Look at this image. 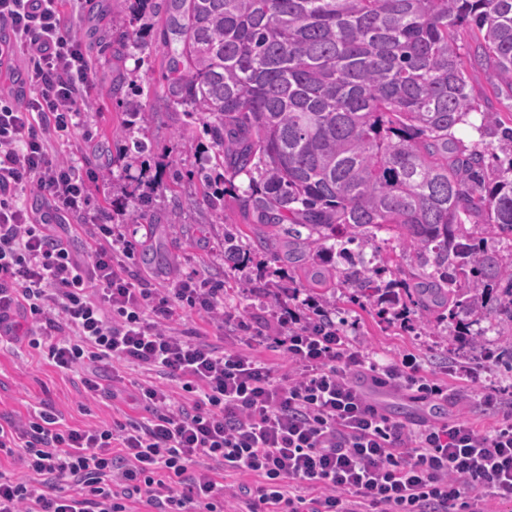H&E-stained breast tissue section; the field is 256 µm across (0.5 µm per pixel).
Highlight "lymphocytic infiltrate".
<instances>
[{"label": "lymphocytic infiltrate", "mask_w": 512, "mask_h": 512, "mask_svg": "<svg viewBox=\"0 0 512 512\" xmlns=\"http://www.w3.org/2000/svg\"><path fill=\"white\" fill-rule=\"evenodd\" d=\"M8 51L30 90L0 91V344L26 341L77 374L84 394H108L107 373L141 372L145 418L94 427L62 423L49 406L0 418V512H494L512 503V411L494 428L469 419H392L359 381L444 399L448 387L414 361L382 363L346 330L283 303L244 315L224 286L188 276L160 290L133 282L132 244L109 211L90 216L86 256L54 227L85 214L90 186L54 146L80 125L85 49L59 0H0ZM50 208L30 209L28 190ZM194 313L230 344L182 327ZM30 318L21 328L18 316ZM273 341L289 372L275 377L248 347ZM177 382L173 395L168 382ZM247 482L225 485L226 474Z\"/></svg>", "instance_id": "obj_1"}]
</instances>
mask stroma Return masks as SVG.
I'll return each mask as SVG.
<instances>
[{
    "mask_svg": "<svg viewBox=\"0 0 512 512\" xmlns=\"http://www.w3.org/2000/svg\"><path fill=\"white\" fill-rule=\"evenodd\" d=\"M117 0H70L76 31L87 45L92 62L86 97L88 105L82 125L59 153L85 172L95 174L101 151L112 155L127 153L132 142L125 129V95H113L117 77L140 75L144 93L140 102L154 110L153 121L141 132L146 144L136 154L130 170L112 168V182L92 184V206L107 201L122 202L112 221L122 227L134 244L131 268L149 285L170 287L178 278L199 273L213 282L233 289L228 302L238 310L257 304L259 296L287 286L290 278L303 277L305 263H288L261 250L257 237L263 227L253 215L239 212L234 203L236 190L246 189V176H238L233 189L224 195L223 213L210 208L203 195L199 170L212 156L210 139L202 123L188 124L181 107L165 101L168 58L162 48L160 29L143 33L141 48L115 56L112 45L117 33L112 11ZM239 234L246 253L243 267L224 256L225 234ZM250 289L237 290L240 279ZM327 315L350 335L388 363L403 355H415L425 373L446 380L447 418L467 415L478 428L495 425L498 414L485 409L481 397L489 391L512 399V356L504 350L495 331H488L482 349L474 351L463 340H443L439 327L424 325L417 316H378L376 310L355 301L346 287L336 290V303ZM467 377H460V370ZM115 397L88 399L78 390L72 375L63 373L47 360L19 343L0 347V414H27L40 402L52 405L71 426H94L138 417L130 382L115 384Z\"/></svg>",
    "mask_w": 512,
    "mask_h": 512,
    "instance_id": "obj_1",
    "label": "stroma"
}]
</instances>
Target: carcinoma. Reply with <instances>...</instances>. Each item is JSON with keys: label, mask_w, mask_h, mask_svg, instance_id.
I'll return each instance as SVG.
<instances>
[{"label": "carcinoma", "mask_w": 512, "mask_h": 512, "mask_svg": "<svg viewBox=\"0 0 512 512\" xmlns=\"http://www.w3.org/2000/svg\"><path fill=\"white\" fill-rule=\"evenodd\" d=\"M161 19L165 97L205 124L223 169L202 174L211 208L213 185L244 175L243 213L291 259L328 256L309 296L329 304L341 284L410 305L473 348L485 331L464 318L490 315L512 351V250L485 242L512 237V127L491 121V163L454 135L478 111L468 67L512 89V0H134L120 44Z\"/></svg>", "instance_id": "obj_1"}]
</instances>
